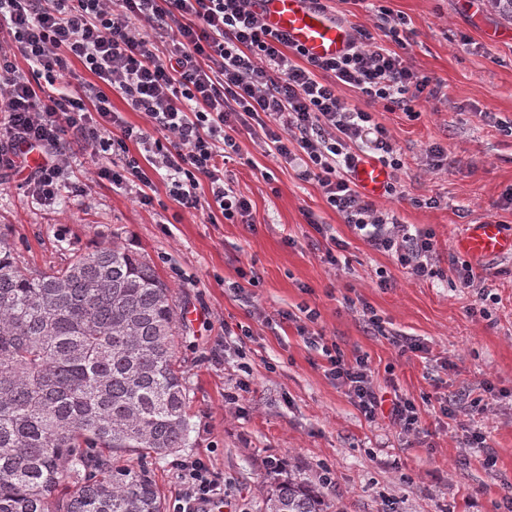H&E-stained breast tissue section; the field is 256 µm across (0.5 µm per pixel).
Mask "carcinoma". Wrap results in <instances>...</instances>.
<instances>
[{
  "mask_svg": "<svg viewBox=\"0 0 512 512\" xmlns=\"http://www.w3.org/2000/svg\"><path fill=\"white\" fill-rule=\"evenodd\" d=\"M179 306L146 257L104 244L31 271L0 233V512H166L127 451L187 445L190 390L177 366ZM260 512H328L293 471Z\"/></svg>",
  "mask_w": 512,
  "mask_h": 512,
  "instance_id": "obj_1",
  "label": "carcinoma"
}]
</instances>
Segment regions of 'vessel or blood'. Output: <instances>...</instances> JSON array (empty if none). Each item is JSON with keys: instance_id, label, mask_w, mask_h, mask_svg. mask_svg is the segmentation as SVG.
Returning a JSON list of instances; mask_svg holds the SVG:
<instances>
[{"instance_id": "b4317fda", "label": "vessel or blood", "mask_w": 512, "mask_h": 512, "mask_svg": "<svg viewBox=\"0 0 512 512\" xmlns=\"http://www.w3.org/2000/svg\"><path fill=\"white\" fill-rule=\"evenodd\" d=\"M258 10L270 28L288 34L291 41L315 57L343 54L350 37L348 27L327 12L311 8L307 0H258ZM352 179L365 195L383 196L389 174L372 158H363ZM460 251L475 258L512 254V233L491 220L465 225L457 239Z\"/></svg>"}]
</instances>
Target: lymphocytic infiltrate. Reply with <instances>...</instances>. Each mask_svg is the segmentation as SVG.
<instances>
[{"mask_svg": "<svg viewBox=\"0 0 512 512\" xmlns=\"http://www.w3.org/2000/svg\"><path fill=\"white\" fill-rule=\"evenodd\" d=\"M2 27L9 41L0 43V169L21 174L36 202L54 201L66 185L84 191L73 169L83 152L101 158L98 179L142 206H152L161 173L181 209H216L248 223L252 204L225 172L244 130L296 167L299 179L315 180L327 205L372 249L414 278L432 276V232L377 209L351 174L369 153L391 170L403 166L371 106L407 112L414 100L439 98L442 87L368 30L354 29L342 56L318 59L268 28L256 0H0ZM75 62L93 82L74 83ZM346 88L364 107L348 103ZM116 94L147 126L113 111ZM134 144L141 153L131 152ZM203 183L206 201L198 194ZM302 312L300 334L365 418L384 411L401 431L416 432L414 401L375 390L367 357L346 356L317 328L318 311ZM177 471L182 490L173 512H208L223 497L204 459L181 461Z\"/></svg>", "mask_w": 512, "mask_h": 512, "instance_id": "lymphocytic-infiltrate-1", "label": "lymphocytic infiltrate"}]
</instances>
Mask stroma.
I'll list each match as a JSON object with an SVG mask.
<instances>
[{"instance_id":"35a3bbf8","label":"stroma","mask_w":512,"mask_h":512,"mask_svg":"<svg viewBox=\"0 0 512 512\" xmlns=\"http://www.w3.org/2000/svg\"><path fill=\"white\" fill-rule=\"evenodd\" d=\"M405 20L404 54L443 86L435 100L413 102L414 116L373 106L404 166L403 196L375 198L400 223L431 230L434 277L417 280L370 248L325 202L315 181L300 180L248 134L228 166L233 188L250 199V223L183 212L158 187L145 208L108 182L84 193L62 192L40 204L18 177L0 174V227L32 270L63 264L65 245L88 250L118 241L145 254L173 289L183 319L177 363L190 387L189 445L147 466L167 501L180 485L173 463L206 459L226 484L224 512H257L273 478L270 457L317 479L347 512H506L512 494V256L474 262L472 287H460L454 263L463 225L486 218L512 230V22L485 0H329L351 27L376 29L378 7ZM447 148L435 168L429 146ZM323 232H315V224ZM343 243L338 265L324 259L331 240ZM252 273L244 280L240 271ZM392 285H378L380 272ZM371 306L379 324L362 313ZM318 310L317 326L346 355L369 357L376 386L394 382L420 410L406 434L387 416L367 420L334 381L321 356L281 312ZM419 340L425 352L399 353L394 337ZM495 387L475 425L496 453L480 464L465 433L437 413L432 397L448 395L461 412Z\"/></svg>"}]
</instances>
